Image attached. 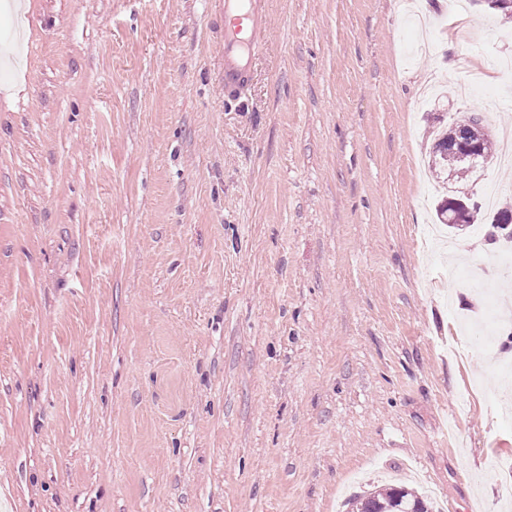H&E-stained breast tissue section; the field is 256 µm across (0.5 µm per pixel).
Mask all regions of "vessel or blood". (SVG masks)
<instances>
[{
  "label": "vessel or blood",
  "mask_w": 512,
  "mask_h": 512,
  "mask_svg": "<svg viewBox=\"0 0 512 512\" xmlns=\"http://www.w3.org/2000/svg\"><path fill=\"white\" fill-rule=\"evenodd\" d=\"M220 9L233 24L224 34V91L233 95L248 81L250 48L267 30V0H221Z\"/></svg>",
  "instance_id": "b4317fda"
}]
</instances>
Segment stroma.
<instances>
[{"label": "stroma", "mask_w": 512, "mask_h": 512, "mask_svg": "<svg viewBox=\"0 0 512 512\" xmlns=\"http://www.w3.org/2000/svg\"><path fill=\"white\" fill-rule=\"evenodd\" d=\"M224 94L212 0H0V512H347L405 477L512 512L492 225L433 227L440 122L512 129V21L269 0ZM512 203L499 151L452 179Z\"/></svg>", "instance_id": "stroma-1"}]
</instances>
